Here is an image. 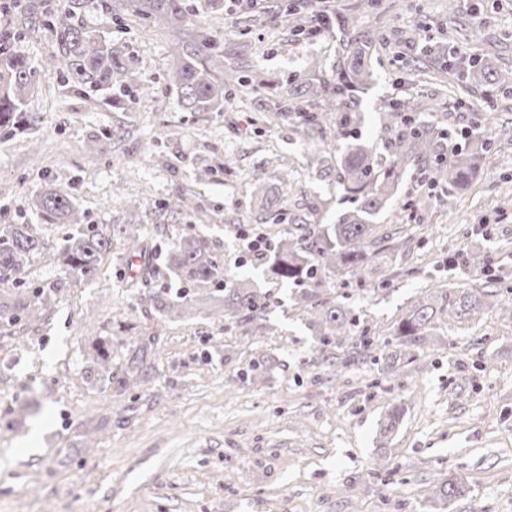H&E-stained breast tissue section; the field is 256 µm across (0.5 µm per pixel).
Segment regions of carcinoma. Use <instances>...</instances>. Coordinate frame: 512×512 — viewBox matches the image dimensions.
Instances as JSON below:
<instances>
[{
    "mask_svg": "<svg viewBox=\"0 0 512 512\" xmlns=\"http://www.w3.org/2000/svg\"><path fill=\"white\" fill-rule=\"evenodd\" d=\"M112 14L113 23L122 26L125 16H134L141 26L152 29L161 25L171 33L176 49V62L170 71L171 88L176 90L182 106L190 112H222L224 104L244 95L262 105L268 86L257 71L244 64L249 45L236 54L231 65L230 83L222 76L224 46L215 41L204 26V19L224 9V0H102ZM82 0L73 2L70 15L60 17L53 12L40 14V24L57 33L59 52L55 69L61 87L77 95L87 89L107 88L116 100L131 93L127 72L129 59L113 45L112 40L97 30L76 23L73 18L81 9ZM18 31L0 39V130L14 129L33 121L23 106L36 86L37 66L14 52L9 40L20 39ZM380 34L369 29L347 36L336 54L335 73L326 76L323 65L315 57L307 60V71L319 75L318 82L293 74L287 78L288 89L280 96L279 115L292 119L295 127L307 132L329 128L334 136L345 140L342 153L335 162L320 168V176L336 173V185L357 202L334 224H313L306 215L297 214L293 223L272 246L273 258L268 270L281 283L298 286L297 300L306 309L310 321L319 324L320 344L330 343L338 336L352 332L354 319L340 302L326 301L317 286L326 274L338 268L358 269L369 262L370 247L376 239L377 225L372 218L391 203L411 170L426 166L433 182L461 189L477 172L484 158L490 156V137L464 139L463 145L447 156L452 131L418 118L404 116L400 110L410 102L396 105V110L379 115L381 128L392 134L388 154L383 157L373 147L359 140L357 113L344 112L343 92L367 84L374 76L371 57ZM470 73L486 84L501 83L506 76L497 61L478 56L467 61ZM323 98L324 108L310 112L306 103L311 97ZM258 212L266 214L288 208V198L276 186L257 178ZM38 209L52 223L73 224L61 250L52 253V260L81 278L96 274L98 263L111 249V239L93 227L78 223L71 196L49 186L37 200ZM192 202L179 192L169 198L165 208L182 216ZM125 233L129 258L139 259L151 277L173 273L177 279L197 286L212 288L206 299L213 303L217 318L247 325L264 317L277 298L248 280L240 279L224 268V257L215 250L210 239L197 232L187 233L169 247L162 266L149 264L142 228L132 224ZM46 241L37 235L31 224H0V280L16 277L30 259L47 253ZM32 303L9 310L0 308V320L15 321L20 314L32 316L55 302L53 291L33 292ZM153 310L168 320L179 319L184 305L169 288H156L143 297ZM485 306H497L512 315V298L500 297L495 290L458 288L451 297L450 311L457 319L472 316ZM438 311L435 302L418 301L395 328L401 350L384 357L385 362L398 359L405 348L416 347L430 335ZM155 338L150 336L135 348L123 367L105 369L104 378L119 388L148 379L152 372ZM463 494L453 479H446L433 488V496L443 502Z\"/></svg>",
    "mask_w": 512,
    "mask_h": 512,
    "instance_id": "carcinoma-1",
    "label": "carcinoma"
}]
</instances>
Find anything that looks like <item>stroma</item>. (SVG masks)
<instances>
[{
    "mask_svg": "<svg viewBox=\"0 0 512 512\" xmlns=\"http://www.w3.org/2000/svg\"><path fill=\"white\" fill-rule=\"evenodd\" d=\"M84 0V24L132 60L130 97L106 89L64 92L51 56L54 32L11 10L0 26L24 30L18 53L38 67L26 111L38 125L0 133V224H34L50 249L72 227L42 221L45 182L68 192L82 224L107 231L112 248L93 278L79 280L46 256L0 282V306L53 288L56 302L29 318L0 321V512H433L432 489L457 477L464 496L445 512H512V318L487 306L458 320L437 313L429 342L392 368L357 353L362 334L393 336L411 307L455 288L512 292V84L481 85L465 65L442 74L448 53L498 58L512 71V0H328L333 24L296 34L285 13L310 17L314 0H238L208 18L225 56L239 43L278 92L305 56L334 67L336 17L380 31L375 76L347 93L362 139L384 149L380 112L415 99L424 120L491 133L493 155L463 190L421 187L412 171L375 215L378 238L362 268L321 285L354 318V333L323 346L295 298L244 235L275 240L293 214L333 224L354 202L316 177L334 139L300 137L290 121L252 100L220 112L185 111L169 89L174 51L166 29L111 23ZM291 175L287 211L255 222L257 176ZM190 193V214L162 204ZM141 225L152 264L188 227L215 240L224 266L277 299L249 327L208 315L206 288L186 291L181 319L159 323L142 294L175 278L141 283L124 257L122 230ZM155 336L150 382L117 388L102 377L96 345L124 365ZM266 366L250 383L253 361ZM404 416L388 443V412Z\"/></svg>",
    "mask_w": 512,
    "mask_h": 512,
    "instance_id": "obj_1",
    "label": "stroma"
}]
</instances>
